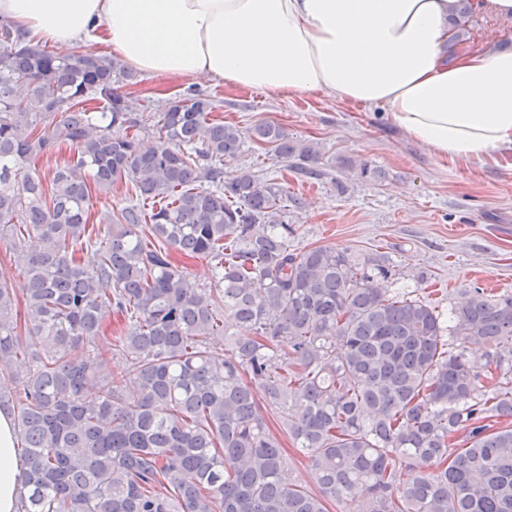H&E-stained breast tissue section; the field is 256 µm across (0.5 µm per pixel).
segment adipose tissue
<instances>
[{
  "label": "adipose tissue",
  "instance_id": "ef3b65f1",
  "mask_svg": "<svg viewBox=\"0 0 512 512\" xmlns=\"http://www.w3.org/2000/svg\"><path fill=\"white\" fill-rule=\"evenodd\" d=\"M457 0H0L28 40L95 54L108 43L164 79H220L272 94L379 106L438 161L512 159V49L448 63ZM0 411V512L26 465Z\"/></svg>",
  "mask_w": 512,
  "mask_h": 512
}]
</instances>
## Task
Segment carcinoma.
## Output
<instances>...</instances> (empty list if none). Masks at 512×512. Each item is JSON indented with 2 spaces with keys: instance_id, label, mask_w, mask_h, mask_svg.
Instances as JSON below:
<instances>
[{
  "instance_id": "cac0c4a2",
  "label": "carcinoma",
  "mask_w": 512,
  "mask_h": 512,
  "mask_svg": "<svg viewBox=\"0 0 512 512\" xmlns=\"http://www.w3.org/2000/svg\"><path fill=\"white\" fill-rule=\"evenodd\" d=\"M473 11L458 0L452 40ZM127 77L0 18V241L26 280L19 300L0 275L19 512H512V294L474 288L445 323L425 291L386 288L379 251L292 248L283 188L224 161L248 137L318 177L319 149L272 122L246 137L197 90L137 116ZM121 184L128 205L91 223ZM106 306L132 323L108 354L91 350ZM292 450L317 488L287 480Z\"/></svg>"
}]
</instances>
